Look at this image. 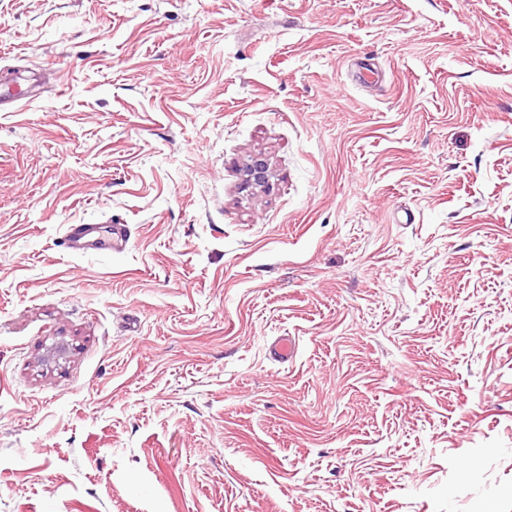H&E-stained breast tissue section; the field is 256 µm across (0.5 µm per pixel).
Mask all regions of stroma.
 Masks as SVG:
<instances>
[{
	"label": "stroma",
	"instance_id": "obj_1",
	"mask_svg": "<svg viewBox=\"0 0 512 512\" xmlns=\"http://www.w3.org/2000/svg\"><path fill=\"white\" fill-rule=\"evenodd\" d=\"M32 65L0 512H512V0H0ZM245 181L255 187H268V163L263 156L253 157L245 170ZM129 239L126 224H113L109 227L100 224H68L63 235V245L70 254L84 255L90 252L120 251L127 246Z\"/></svg>",
	"mask_w": 512,
	"mask_h": 512
}]
</instances>
